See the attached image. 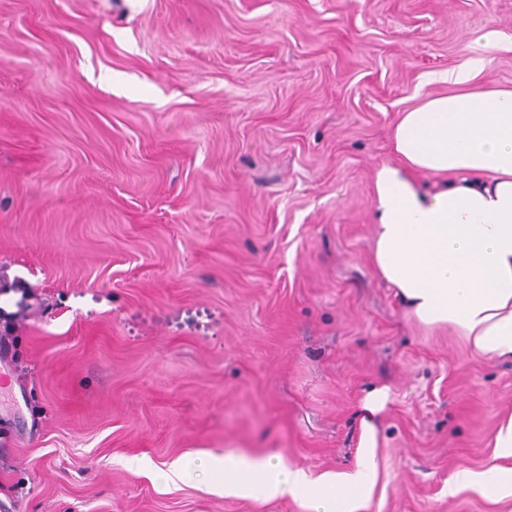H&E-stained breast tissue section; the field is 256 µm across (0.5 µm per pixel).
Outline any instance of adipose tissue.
I'll return each mask as SVG.
<instances>
[{
    "instance_id": "adipose-tissue-1",
    "label": "adipose tissue",
    "mask_w": 512,
    "mask_h": 512,
    "mask_svg": "<svg viewBox=\"0 0 512 512\" xmlns=\"http://www.w3.org/2000/svg\"><path fill=\"white\" fill-rule=\"evenodd\" d=\"M499 40L487 30L450 90L402 113L391 140L398 166L375 174L378 224L371 248L378 275L429 328L449 327L482 357L512 360V89L483 83ZM434 177L420 190L415 175ZM390 399L373 389L364 409L360 464L312 476L280 458L227 452L208 459L214 489L304 499L309 512H361L375 481L373 415Z\"/></svg>"
}]
</instances>
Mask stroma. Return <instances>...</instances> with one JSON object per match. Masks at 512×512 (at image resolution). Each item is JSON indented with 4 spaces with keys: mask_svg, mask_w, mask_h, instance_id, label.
<instances>
[{
    "mask_svg": "<svg viewBox=\"0 0 512 512\" xmlns=\"http://www.w3.org/2000/svg\"><path fill=\"white\" fill-rule=\"evenodd\" d=\"M512 0H0V503L309 512L209 492L208 455L357 468L365 512H512V361L410 316L375 273V173L437 74ZM186 475L164 488L160 467ZM468 482L479 483L485 492L493 496L511 493L512 467L506 468L497 466L479 475L463 474L450 483L448 489L452 491L455 485Z\"/></svg>",
    "mask_w": 512,
    "mask_h": 512,
    "instance_id": "1",
    "label": "stroma"
}]
</instances>
